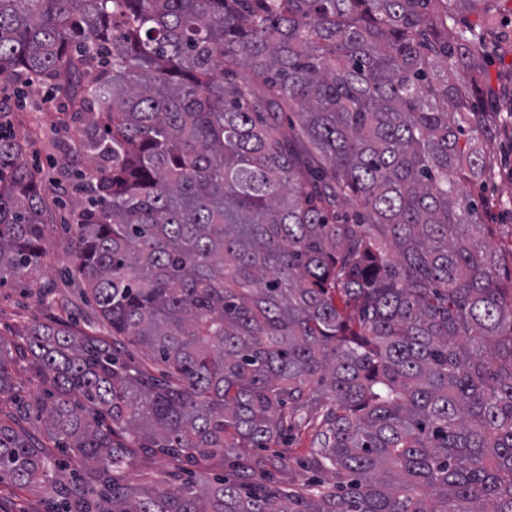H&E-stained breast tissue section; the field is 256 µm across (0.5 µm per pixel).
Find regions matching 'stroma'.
I'll return each instance as SVG.
<instances>
[{"instance_id": "stroma-1", "label": "stroma", "mask_w": 512, "mask_h": 512, "mask_svg": "<svg viewBox=\"0 0 512 512\" xmlns=\"http://www.w3.org/2000/svg\"><path fill=\"white\" fill-rule=\"evenodd\" d=\"M500 37L493 42L485 73L491 86L512 85V11L499 17ZM0 125L26 139L24 158L38 174L45 202L53 214L54 227L45 243L37 272L30 277L0 287V338L10 339L23 325L56 317L92 328L95 335H106L104 325L95 324L92 307L81 295L79 279L71 270L72 235L63 219L69 214L75 192V176L87 171L90 159L78 143L84 119L58 95L50 81H37L18 94L12 82L0 78ZM500 171L486 183L465 184L466 192L488 200L485 221L490 226V241L502 255L512 254V133L506 132L487 145ZM19 401H0V412L15 414L33 437L42 438L44 422L36 399L41 385L24 364L14 369ZM59 484L19 487L0 483V512H52L59 501L60 487L84 481L86 474L75 470L67 458H60ZM216 462L197 465L178 464L159 454L131 449L123 469L113 475L121 485H159L176 487L189 480L204 481L224 475Z\"/></svg>"}]
</instances>
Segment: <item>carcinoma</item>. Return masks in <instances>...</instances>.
Here are the masks:
<instances>
[{
    "instance_id": "1",
    "label": "carcinoma",
    "mask_w": 512,
    "mask_h": 512,
    "mask_svg": "<svg viewBox=\"0 0 512 512\" xmlns=\"http://www.w3.org/2000/svg\"><path fill=\"white\" fill-rule=\"evenodd\" d=\"M453 2L0 0V77L91 114L72 259L114 338L0 340V399L19 360L49 388L44 438L0 417V480L54 446L93 466L58 512H512V272L463 190L512 125L481 76L502 0ZM24 154L0 126V285L48 236ZM310 421L330 480L266 485L288 450L248 449ZM132 448L236 479L110 482Z\"/></svg>"
}]
</instances>
